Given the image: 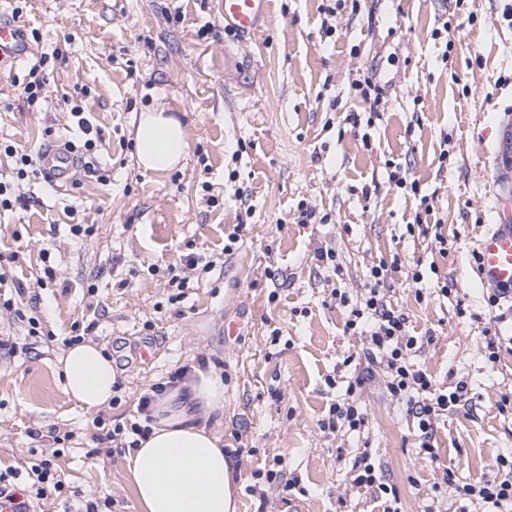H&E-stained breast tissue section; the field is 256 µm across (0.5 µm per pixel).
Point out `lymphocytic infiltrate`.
Instances as JSON below:
<instances>
[{
    "label": "lymphocytic infiltrate",
    "mask_w": 512,
    "mask_h": 512,
    "mask_svg": "<svg viewBox=\"0 0 512 512\" xmlns=\"http://www.w3.org/2000/svg\"><path fill=\"white\" fill-rule=\"evenodd\" d=\"M388 271L387 264L383 262L371 268L363 305L351 310L346 329L350 332L368 329L369 334L359 355L368 365L383 373L389 394L405 404L406 415L415 426L418 454L433 463L437 460L431 443L436 424L440 417L460 406L467 393V385L461 381L451 390L435 388L431 378L415 367L412 358L422 348L423 340L410 335L407 317L391 308L384 288ZM365 382V377L359 375L349 383L344 401L332 404L327 416L319 420L321 432L336 433L341 422L352 431L364 426L366 417L356 403V396ZM495 467L497 476L494 480L465 485L461 492L467 498L482 501L492 512H512V454L498 455ZM12 479L21 481L25 491L39 499L61 489V482L56 479L47 459L32 465L26 474L16 470L0 473L1 484H8ZM351 482L361 489L377 488L382 512H400L398 491L378 482L370 452H362L353 463Z\"/></svg>",
    "instance_id": "obj_1"
}]
</instances>
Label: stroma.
<instances>
[{
    "label": "stroma",
    "instance_id": "obj_1",
    "mask_svg": "<svg viewBox=\"0 0 512 512\" xmlns=\"http://www.w3.org/2000/svg\"><path fill=\"white\" fill-rule=\"evenodd\" d=\"M328 3L272 0L253 39L225 33L219 0H0V17L25 23L32 47L0 66L11 201L0 206V471L50 460L63 489L33 500L36 512L79 499L137 512L126 457L105 434L139 421L141 394L187 364L223 369L224 445L255 448L236 469L240 512H382L350 482L366 450L402 512H486L460 489L494 479L496 456L512 452V409L498 407L512 396V346L493 363L486 351L489 336L512 334V298L489 306L494 289L477 284L472 259L489 225L512 221V0H360L332 15ZM442 26L447 39L434 38ZM44 54L45 99L30 108L15 84ZM367 76L386 89L374 113L354 88ZM66 94L98 133L109 182L59 188L40 171L17 174L12 149L83 142ZM159 104L184 125L188 153L182 167L145 172L135 129ZM396 170L417 192L394 185ZM304 204L326 223H300ZM76 224L92 234H73ZM321 247L335 266L316 260ZM382 260L400 263L386 283L394 310L430 339L415 366L437 387L468 386L467 406L437 424L434 465L379 372L358 398L361 431L318 428L355 373L347 358L364 337L344 323ZM415 267L422 281L410 279ZM174 274L188 280L175 303ZM234 320L239 335H225ZM76 328L111 357L121 385L93 413L56 374ZM277 456L299 489L285 497L268 484L263 504L246 488ZM442 467L452 479L441 485Z\"/></svg>",
    "mask_w": 512,
    "mask_h": 512
}]
</instances>
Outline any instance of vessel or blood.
Listing matches in <instances>:
<instances>
[{"label": "vessel or blood", "instance_id": "obj_1", "mask_svg": "<svg viewBox=\"0 0 512 512\" xmlns=\"http://www.w3.org/2000/svg\"><path fill=\"white\" fill-rule=\"evenodd\" d=\"M224 27L242 35H258L267 17L271 0H221ZM28 33L15 20L0 19V61H19L30 52ZM37 166L54 185L69 184L79 161L64 144L43 145L37 153ZM478 279L487 286L512 288V224H494L481 236L477 244ZM0 512H35L20 487L0 489Z\"/></svg>", "mask_w": 512, "mask_h": 512}]
</instances>
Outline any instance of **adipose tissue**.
Returning <instances> with one entry per match:
<instances>
[{
  "label": "adipose tissue",
  "instance_id": "ef3b65f1",
  "mask_svg": "<svg viewBox=\"0 0 512 512\" xmlns=\"http://www.w3.org/2000/svg\"><path fill=\"white\" fill-rule=\"evenodd\" d=\"M135 146L142 170L163 172L185 157L186 132L157 106L141 113ZM56 368L65 393L79 407L94 411L111 402L114 367L96 344L64 348ZM223 409L224 378L213 366L193 368L180 385L156 397L150 434L127 458L138 512H235L224 436L212 420Z\"/></svg>",
  "mask_w": 512,
  "mask_h": 512
}]
</instances>
